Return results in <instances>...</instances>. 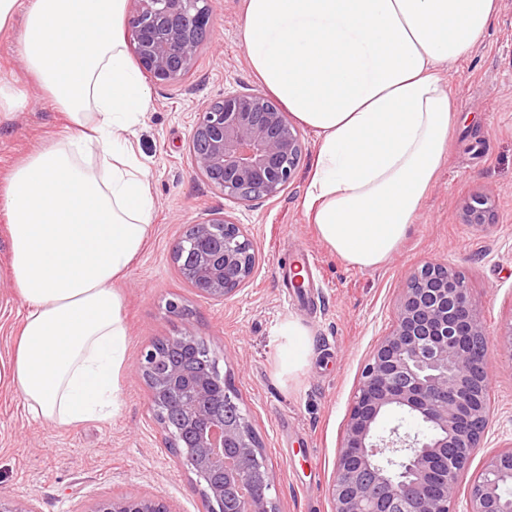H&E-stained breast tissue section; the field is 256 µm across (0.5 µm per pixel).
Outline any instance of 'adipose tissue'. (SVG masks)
Wrapping results in <instances>:
<instances>
[{
	"label": "adipose tissue",
	"mask_w": 512,
	"mask_h": 512,
	"mask_svg": "<svg viewBox=\"0 0 512 512\" xmlns=\"http://www.w3.org/2000/svg\"><path fill=\"white\" fill-rule=\"evenodd\" d=\"M126 0H0V31L64 135L0 183L25 306L0 379L58 426L111 417L127 331L115 288L152 231L132 139L151 93L129 61ZM500 0H243L239 39L261 88L319 138L302 206L323 243L370 269L400 247L460 109L446 68L469 58Z\"/></svg>",
	"instance_id": "ef3b65f1"
}]
</instances>
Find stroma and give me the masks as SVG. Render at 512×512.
<instances>
[{
	"label": "stroma",
	"mask_w": 512,
	"mask_h": 512,
	"mask_svg": "<svg viewBox=\"0 0 512 512\" xmlns=\"http://www.w3.org/2000/svg\"><path fill=\"white\" fill-rule=\"evenodd\" d=\"M213 26L191 72L174 85H151V106L133 141L148 169L155 201L153 233L140 259L116 285L127 330L118 408L111 418L57 426L33 419L18 389L0 381V497L29 500L39 512H87L112 496L161 494L177 512H205L204 482L168 446L136 370L141 354L169 336L202 339L231 376L274 484L277 512H333L329 488L361 369L392 328L413 269L427 260L454 266L497 332L512 320V6L502 5L484 40L448 71L450 92L467 121L424 197L418 218L382 266L347 265L307 223L302 198L317 138L301 129L303 153L290 185L271 199L238 203L198 174L189 138L201 107L259 90L238 38L242 0H212ZM0 79L24 93V107L0 115V181L15 163L60 135L66 120L26 70L9 33L0 32ZM481 193L495 203L493 223H464L461 206ZM231 216L253 239L251 277L232 296L198 293L172 251L189 225ZM312 254L317 268L302 291L286 290L278 272ZM177 302L183 311L171 313ZM25 307L11 282L6 219L0 215V363L8 362ZM298 323L306 365L289 370L278 328ZM493 415L473 456L478 471L512 446V359L493 355Z\"/></svg>",
	"instance_id": "35a3bbf8"
}]
</instances>
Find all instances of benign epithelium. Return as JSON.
<instances>
[{
	"instance_id": "benign-epithelium-1",
	"label": "benign epithelium",
	"mask_w": 512,
	"mask_h": 512,
	"mask_svg": "<svg viewBox=\"0 0 512 512\" xmlns=\"http://www.w3.org/2000/svg\"><path fill=\"white\" fill-rule=\"evenodd\" d=\"M130 43L140 67L158 85L179 83L194 67L213 24L211 0H134ZM197 173L224 198L245 203L273 198L291 183L302 155L299 131L278 104L259 92L206 103L189 142ZM466 224H490L485 195L462 207ZM253 240L221 216L194 224L173 249L185 279L214 299L232 296L254 270ZM192 337L172 336L147 350L138 369L168 433L169 446L205 482L210 512H276L272 483L247 480L241 448H258L235 392L219 370L190 372L174 363L161 373L162 349ZM512 358V322L491 336L478 302L453 266L426 261L414 269L390 333L365 364L349 410L331 485L334 512H414L400 490L412 486L419 512H452L469 479L467 512H512V448L468 475L491 410L481 399L489 381L488 350ZM398 411L419 429L382 426ZM89 512H174L162 495L117 496Z\"/></svg>"
}]
</instances>
